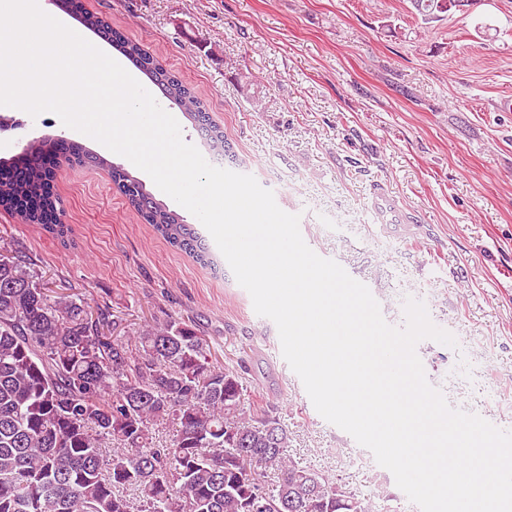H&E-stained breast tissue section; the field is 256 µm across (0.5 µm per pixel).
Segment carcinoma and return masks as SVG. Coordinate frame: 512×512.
<instances>
[{
	"label": "carcinoma",
	"instance_id": "1",
	"mask_svg": "<svg viewBox=\"0 0 512 512\" xmlns=\"http://www.w3.org/2000/svg\"><path fill=\"white\" fill-rule=\"evenodd\" d=\"M428 24L448 0H409ZM112 43L209 135L231 151L192 87L141 44L89 12L83 0H53ZM108 169L115 189L145 223L203 266L215 265L192 224L141 181L74 140L29 143L22 159L0 160V207L56 236L57 198L48 151ZM110 311L77 295L51 297L33 265L0 254V512H391L390 494L365 493L286 453L288 429L244 397L239 368L213 359L197 329L179 318L136 336L111 333ZM178 428L157 444L155 427ZM118 448L106 460L100 441Z\"/></svg>",
	"mask_w": 512,
	"mask_h": 512
}]
</instances>
